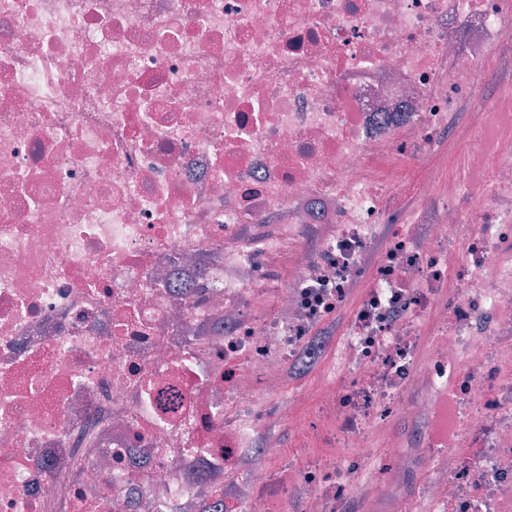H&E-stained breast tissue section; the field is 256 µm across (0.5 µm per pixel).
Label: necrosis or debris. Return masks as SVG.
Segmentation results:
<instances>
[{"label":"necrosis or debris","mask_w":512,"mask_h":512,"mask_svg":"<svg viewBox=\"0 0 512 512\" xmlns=\"http://www.w3.org/2000/svg\"><path fill=\"white\" fill-rule=\"evenodd\" d=\"M511 13L0 0V512H275L286 488L345 512L412 467L413 512H512V147L473 150L481 188L431 221L391 204L431 197L400 160L447 135ZM275 399L318 465L284 464Z\"/></svg>","instance_id":"4bbe7bcc"}]
</instances>
